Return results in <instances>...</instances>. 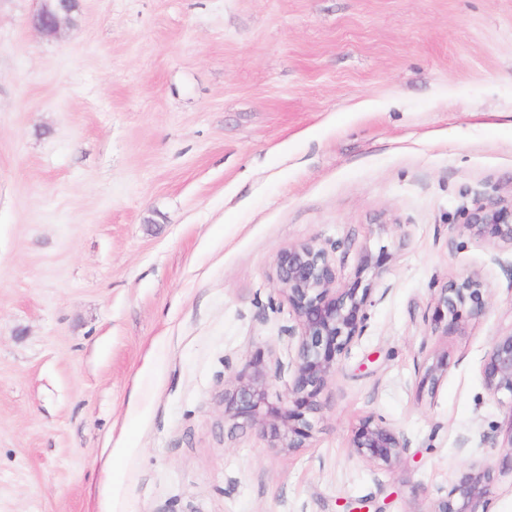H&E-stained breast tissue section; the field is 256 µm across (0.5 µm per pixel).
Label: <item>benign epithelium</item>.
I'll return each instance as SVG.
<instances>
[{"instance_id":"benign-epithelium-1","label":"benign epithelium","mask_w":512,"mask_h":512,"mask_svg":"<svg viewBox=\"0 0 512 512\" xmlns=\"http://www.w3.org/2000/svg\"><path fill=\"white\" fill-rule=\"evenodd\" d=\"M33 17L43 35L57 34L61 21L78 9L79 0H43ZM461 231L496 245L512 247V203L477 200L464 211ZM372 271L371 280L358 288L338 286L336 257L323 247L303 243L281 253L275 266L277 295L288 304L296 325L288 335L296 339L295 353L288 358V393L284 406L260 416L266 392L263 375L239 374L227 399L224 417L243 418L262 426L276 448H303L311 437L309 415L319 410L318 397L335 375L336 367L364 336L371 295L384 271V259L362 252L356 274ZM435 324L444 331L458 328L466 317L484 313L491 305V288L478 276L453 279L432 296ZM421 386L430 389L448 373V359L434 355L424 360ZM486 390L493 398L506 396L512 404V329L492 339L481 367ZM353 453L375 471H391L408 448L407 440L383 418L365 417L356 430ZM494 480L492 468L479 462L463 464L432 512H487L486 496Z\"/></svg>"}]
</instances>
